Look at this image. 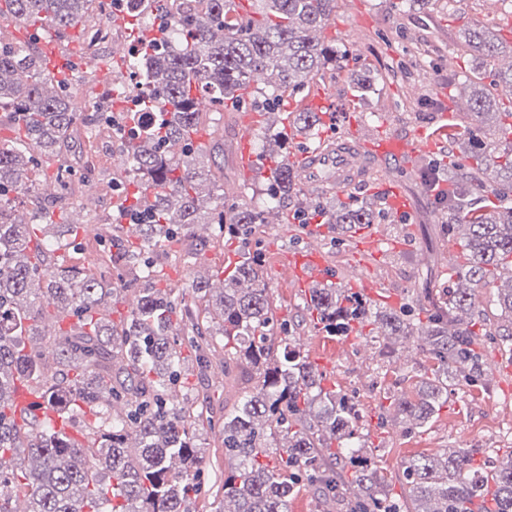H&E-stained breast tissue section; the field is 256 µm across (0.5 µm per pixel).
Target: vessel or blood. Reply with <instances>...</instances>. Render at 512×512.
Masks as SVG:
<instances>
[{"mask_svg":"<svg viewBox=\"0 0 512 512\" xmlns=\"http://www.w3.org/2000/svg\"><path fill=\"white\" fill-rule=\"evenodd\" d=\"M308 106L318 113L323 127L319 132L318 147L302 151L296 158L304 183L310 186H351L364 177L362 161L365 154L372 153L385 162L379 182L387 192L389 203L395 209H402L400 171L397 164L416 153L417 142L390 134L386 128L380 126L355 145L340 138L329 96L318 94L310 99ZM327 234V227H306L303 248L288 255L291 278L300 288L309 287L312 281L318 280L337 283L339 288L348 292L358 291L356 274L337 276L333 267L325 262L321 245ZM349 234L356 255L366 258L383 256V247L387 240L380 233L378 225L355 224L352 225ZM35 400L33 389L25 382H18L15 395L16 411L36 414L39 420L50 421L54 429L64 428L65 423L56 411L45 405L36 406Z\"/></svg>","mask_w":512,"mask_h":512,"instance_id":"obj_1","label":"vessel or blood"}]
</instances>
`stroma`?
I'll list each match as a JSON object with an SVG mask.
<instances>
[{
    "label": "stroma",
    "instance_id": "stroma-1",
    "mask_svg": "<svg viewBox=\"0 0 512 512\" xmlns=\"http://www.w3.org/2000/svg\"><path fill=\"white\" fill-rule=\"evenodd\" d=\"M104 25L109 28L107 42L97 51H90L85 36ZM467 25L495 30L504 43H511L512 0H431L425 7L419 0H336V14L322 33L325 41L336 44L347 62L343 68L324 69L316 79L320 89L330 95L335 110L354 116V123H342V130L354 126L362 132L383 125L393 134L433 144L432 149L419 152L411 169L401 176L412 226L388 218L382 221L390 239H410L409 248L360 262L341 231H331L325 245L328 260L337 271L357 266L376 289L397 295L398 310L419 325L427 320L422 290L428 288L443 296L456 279L445 264L448 235L443 213L422 173L434 170L444 185L448 182L449 160L465 162L461 145L448 142L447 134L449 127L467 126L470 119L463 111L450 113L449 104L454 99L467 101L470 78L480 77L486 85L491 82L478 60L458 46L460 30ZM131 27V18L125 11L113 9L112 0H96L83 31L36 30L0 18L1 45L23 44L39 49L51 43L56 54L68 62L66 74L74 101L90 106L82 123L77 124L71 143L46 163L51 173L60 168L71 171L68 188L49 196L20 195L16 210L27 216L38 212L62 216L76 224L75 246L64 251L66 263L106 278L112 277L113 271L101 260L103 244L97 239L98 227L109 224L114 233H123L126 222L121 214L126 202L113 186L129 180L128 168L112 165L113 155L123 151L112 125L128 123L132 116L130 101L140 92L124 59L113 56L112 47L126 41ZM358 63L369 67L376 79L374 91L361 99L348 76L349 66ZM203 122L213 129L205 151L228 192L227 203L265 207L267 182L243 168L231 111L204 113ZM92 179L100 180L105 191L87 204L83 201L85 183ZM302 231V225L296 222L260 226L247 241L213 236L202 242L188 264L174 244L155 253L152 264L171 295L188 301L195 277L216 273L225 266L227 257L238 259L247 249H260L266 259L265 281L276 317L288 319L292 336L305 337L303 353L319 363L331 384L356 403L359 425L369 446L376 450L381 475L391 494L406 497L403 465L421 455L446 448H478L489 463L506 457L512 451V336H506L504 328L491 320L482 338V358L505 355L511 371L503 380L488 376L478 382L458 383L449 392L447 403L424 427L390 419V402L413 396L434 361L422 351L415 364H403L399 353L404 341L399 337L331 336L317 328L304 310L308 295L293 287L285 261L288 250L298 245ZM206 358L207 370L199 371L194 351L183 347L176 391L181 406L203 412L212 420L211 426L198 433L203 455L199 504L200 512H216L223 505L215 489L224 479L220 434L224 412L244 392L252 390L255 382L246 376L225 377L223 342H216Z\"/></svg>",
    "mask_w": 512,
    "mask_h": 512
}]
</instances>
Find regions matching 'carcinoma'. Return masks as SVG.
Wrapping results in <instances>:
<instances>
[{
  "mask_svg": "<svg viewBox=\"0 0 512 512\" xmlns=\"http://www.w3.org/2000/svg\"><path fill=\"white\" fill-rule=\"evenodd\" d=\"M93 0H0V17L25 26L57 30L85 28ZM254 12H240L233 0H173L164 12V37L148 53L130 58L133 77L149 87L141 108L156 114L144 124L116 131L128 153L133 207L151 221L140 224L143 251H155L195 224H215L224 233L248 236L265 223V209L226 205L220 183L193 135L201 106L217 112L228 100L241 102L254 72L270 77V95L249 94L267 112L279 97L305 88L336 64V46L321 38L336 11V0H254ZM462 48L492 66L501 50L497 38L479 27L462 32ZM44 57L22 46H0V109L11 115L19 137L0 142V512H15L27 499L30 512H195L201 494L203 456L196 444L202 414L175 403L172 385L181 346L198 356L210 349L200 321L217 323L224 336V371L250 370L258 384L224 413V502L228 512H289L302 484L321 499L343 501L354 512H512V456L477 464L469 448L443 450L405 463L406 503L388 495L373 452L359 432L355 406L326 388L322 373L288 343V320L276 318L258 253L224 268V287L206 279L191 291L206 301L204 315L180 306L157 282L156 272L138 265L135 251L120 235L111 238L108 258L133 268L131 281L108 283L83 269L51 264L62 247L57 238H37L34 225L50 217H15L16 197L38 189L41 161L53 157L79 120L68 83L48 89ZM496 87L508 105L494 111V95L473 86L471 124L492 122L497 138L470 146V166L448 180L444 200L448 237L459 239L461 264L448 299L430 306L420 328L392 308L361 294L323 285L309 289L307 315L330 333L421 337L435 360L431 376L416 396L392 403L395 416L427 425L461 379L481 378L476 348L479 333L472 313L477 293L490 290L497 320L512 325V68L495 72ZM265 141L260 158L275 177L269 180L272 208L286 209L296 196L286 148L290 136L320 122L303 106L287 116ZM493 195L476 207L472 198ZM214 198L200 213L201 194ZM328 224H373L378 214L359 200L312 204ZM133 296L126 318L108 317L110 301ZM75 313L69 328L55 322ZM44 336L55 357L50 372L33 341ZM32 381L40 397L67 420L87 407L94 423L80 438L32 417L16 421L15 378ZM128 412L107 416L112 401Z\"/></svg>",
  "mask_w": 512,
  "mask_h": 512,
  "instance_id": "cac0c4a2",
  "label": "carcinoma"
}]
</instances>
